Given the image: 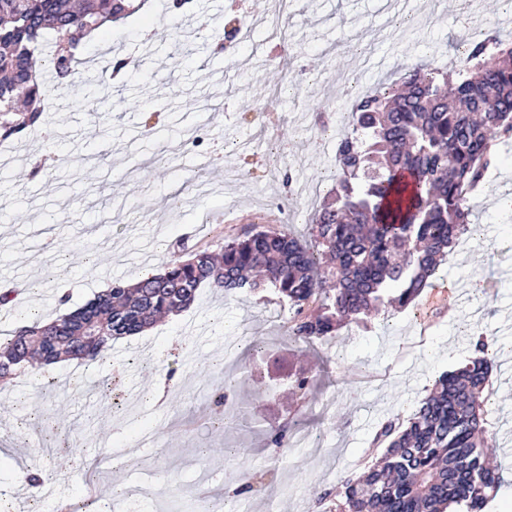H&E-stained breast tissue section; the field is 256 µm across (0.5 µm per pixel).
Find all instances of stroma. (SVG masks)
Instances as JSON below:
<instances>
[{
    "label": "stroma",
    "mask_w": 512,
    "mask_h": 512,
    "mask_svg": "<svg viewBox=\"0 0 512 512\" xmlns=\"http://www.w3.org/2000/svg\"><path fill=\"white\" fill-rule=\"evenodd\" d=\"M171 0L102 27L79 57L100 77L110 56L137 66L102 121L83 102L85 82L66 91L47 86L43 106L55 131L54 167L30 169L43 147L39 133L11 138L0 155V289L21 285L0 307V338L23 325L55 319L92 299L102 284L136 282L142 270L208 250L252 230H289L308 238L331 185L336 140L319 124L350 108L335 78L356 77L364 90L397 79L405 64L455 65L468 37L487 31L512 40V0H481L480 20H461L459 0H292L279 40L214 54L194 31L201 22L225 29L226 0ZM155 28L141 42L143 26ZM291 174L296 195L272 182ZM512 146L473 200L475 235H464L442 266L441 284L457 296L385 308L368 327H342L315 347L288 334V305L274 291L258 295L200 291L198 302L157 322L142 336L113 341L105 362L31 365L0 388V424L12 436L0 457V499L9 512H33L35 495L15 479L19 462L47 472L58 499H82V512H115L114 487L142 490L143 512H194L200 488L239 485L257 470L275 482L233 501L235 512H321L316 491L371 462L378 425L405 418L434 380L471 355L474 332L493 347L488 432L504 483L487 512H512ZM480 290H473L472 281ZM78 287L68 303L60 288ZM263 338L266 352L246 347ZM258 366L237 401L248 423L221 429L207 420L199 383ZM319 376L314 399L287 395L292 374ZM57 383L51 407L59 428L80 425L85 440L53 441L43 456L29 434L30 407L46 379ZM165 404L152 402L157 388ZM294 416L311 422L314 440L284 458L265 446L264 431Z\"/></svg>",
    "instance_id": "1"
}]
</instances>
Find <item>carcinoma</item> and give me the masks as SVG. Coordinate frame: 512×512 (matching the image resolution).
Wrapping results in <instances>:
<instances>
[{
    "instance_id": "1",
    "label": "carcinoma",
    "mask_w": 512,
    "mask_h": 512,
    "mask_svg": "<svg viewBox=\"0 0 512 512\" xmlns=\"http://www.w3.org/2000/svg\"><path fill=\"white\" fill-rule=\"evenodd\" d=\"M137 11L129 0H0V138L43 124L44 95L33 52L49 50L60 88L78 73L84 39ZM95 83L101 104L112 97V68ZM439 69L404 65L393 84L358 97L336 148V173L311 225L313 243L289 231L250 232L172 259L163 273L134 284L115 282L84 306L0 341V384L32 360L96 363L112 341L138 336L167 314L189 307L200 288L256 294L267 288L288 301V332L304 343L364 324L384 303L407 308L438 278L448 251L469 230L471 188L496 161L495 146L512 135V47L495 36L462 44L455 82L443 89ZM475 356L443 372L406 421L389 418L374 432L380 455L357 476L317 496L326 512H484L501 482L485 451L489 343L480 333ZM240 380L210 389L215 420ZM316 377L295 375L289 391L304 400ZM278 455L294 448L284 424L269 430Z\"/></svg>"
}]
</instances>
